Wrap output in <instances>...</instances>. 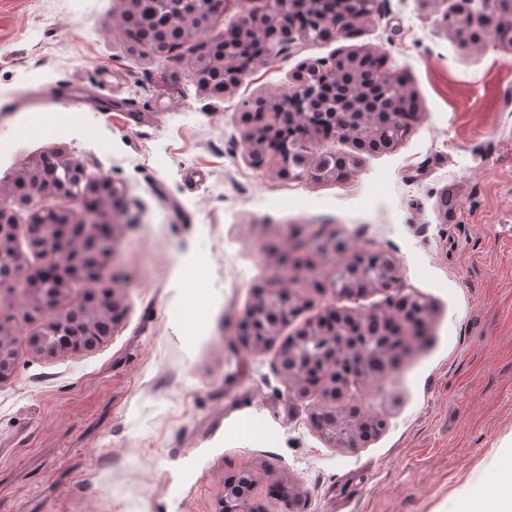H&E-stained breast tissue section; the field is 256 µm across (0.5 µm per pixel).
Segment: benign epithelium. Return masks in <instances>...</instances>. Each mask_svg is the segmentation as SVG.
<instances>
[{
	"mask_svg": "<svg viewBox=\"0 0 512 512\" xmlns=\"http://www.w3.org/2000/svg\"><path fill=\"white\" fill-rule=\"evenodd\" d=\"M472 2L456 0L453 12L448 15V25L465 30L474 21ZM252 4L253 0H238L239 15L233 31L240 39V49H245L252 40L267 37L265 56L272 57L281 54L294 35L311 37L310 30L297 31L289 25L288 12L300 11L305 6L313 8L314 0H265L262 10ZM223 9L224 0H173L164 25L148 33L143 41L157 56L166 57L171 45L194 31L208 28L212 17ZM365 66V54L358 50L342 52L329 64L304 63L292 77L288 92L270 99L264 111H254L251 100L244 102L241 121L249 162L256 168L270 164L283 178L321 179L330 175L325 163L327 154H322L316 164H310L313 140L350 138L362 150L368 145V137L386 139L383 129L373 124L372 116L381 108L401 112L405 94L391 92L394 84L385 76L378 75L369 81L360 79ZM214 69L224 70L226 91L236 86L245 74L239 60L228 54L216 57L208 52L196 62L193 76L204 86ZM54 156L64 177H56L39 155L30 161L20 180L23 194L16 200L18 209L0 205V290L26 279L37 292L36 312H50L47 320H34L36 327L27 337L31 350L38 354H54L71 347L67 341L58 344V337L74 332L77 327L81 329L79 335L85 337L84 346H93L100 340L97 323L116 311L110 292L77 308H60L66 292L109 252V238L97 233V227L108 221V203L120 194V189L110 178L89 177L77 157L58 152ZM47 195L67 204L62 209L64 223L44 224L33 219ZM88 195L98 196V208L80 212L73 209ZM22 211L26 213L24 220L20 218ZM22 225L27 227L30 249L58 257L64 262L63 268L31 270L16 244L17 230ZM396 271L393 258L382 253L372 264L355 267L349 263L333 271L328 283L338 295L383 291L397 282ZM288 300L287 289L278 286L248 307L243 317L247 331L240 343L248 349H260L274 341L279 334L281 313L288 309ZM413 303L419 307L425 305L420 297L409 294L397 299L391 310H373L363 316L338 312L332 324L321 317L298 331L282 346L278 360L288 400L309 397L307 372L316 365L321 373L329 374L319 393L322 401H339L351 388L365 385L371 379L365 372V361L385 352V347L374 339V330L392 319L393 313L406 311ZM15 358L13 340L0 327V381L11 376ZM369 419L380 427L384 425L382 419L370 418L357 405L342 407L323 427L324 435L334 445L364 443L362 426ZM256 486L257 480L250 474L245 492H224L222 512H252L250 500Z\"/></svg>",
	"mask_w": 512,
	"mask_h": 512,
	"instance_id": "benign-epithelium-1",
	"label": "benign epithelium"
}]
</instances>
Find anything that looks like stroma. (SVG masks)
<instances>
[{"mask_svg": "<svg viewBox=\"0 0 512 512\" xmlns=\"http://www.w3.org/2000/svg\"><path fill=\"white\" fill-rule=\"evenodd\" d=\"M455 0H376L356 36L296 38L232 90H204L195 47L130 46L119 0H0V186L62 151L121 186L103 276L64 301L111 291L112 333L78 351H31L33 299L0 293L16 367L0 383V512H220L224 486L257 477L265 512H464L458 489L490 484L512 434V53L494 0L456 33ZM360 47L387 59L418 120L393 149L335 138L312 157L356 156L339 180L285 179L244 158L243 100L287 91L305 61ZM448 209H441L442 196ZM344 252H299L315 233ZM389 253L388 292L339 296L323 280L353 251ZM285 281L293 334L326 307L362 314L413 292L397 366L344 397L384 419L356 447L330 444L290 403L278 347L244 348L254 291Z\"/></svg>", "mask_w": 512, "mask_h": 512, "instance_id": "stroma-1", "label": "stroma"}]
</instances>
